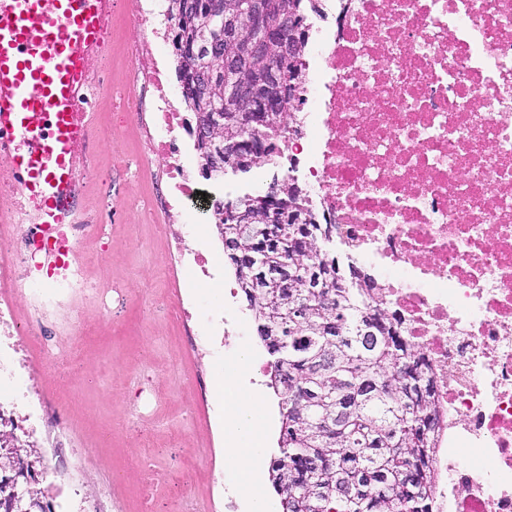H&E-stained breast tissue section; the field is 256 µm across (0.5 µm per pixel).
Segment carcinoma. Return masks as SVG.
<instances>
[{"mask_svg": "<svg viewBox=\"0 0 512 512\" xmlns=\"http://www.w3.org/2000/svg\"><path fill=\"white\" fill-rule=\"evenodd\" d=\"M177 79L195 117L196 150L207 176L221 180L224 151L238 144L237 173L260 154L274 159L284 128L253 131L245 101L227 97L224 60L247 70L259 97L282 111L307 47L279 70L238 54L212 31L220 55L201 50L217 0H166ZM267 19L305 27L313 0H264ZM279 183L276 224L263 218L273 200L241 189L231 204L253 218L224 221V258L232 269L257 336L270 357L280 431L269 482L282 512H431L440 410L433 379L410 343L375 301L366 279L336 255L335 225L305 220L309 200Z\"/></svg>", "mask_w": 512, "mask_h": 512, "instance_id": "carcinoma-1", "label": "carcinoma"}]
</instances>
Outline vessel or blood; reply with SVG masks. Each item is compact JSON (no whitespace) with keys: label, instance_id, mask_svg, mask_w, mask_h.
I'll return each mask as SVG.
<instances>
[{"label":"vessel or blood","instance_id":"b4317fda","mask_svg":"<svg viewBox=\"0 0 512 512\" xmlns=\"http://www.w3.org/2000/svg\"><path fill=\"white\" fill-rule=\"evenodd\" d=\"M119 0H0V161L20 181L29 223L49 246L40 274L54 283L71 257L62 231L76 212V146L101 25Z\"/></svg>","mask_w":512,"mask_h":512}]
</instances>
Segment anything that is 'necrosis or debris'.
<instances>
[{
    "instance_id": "1",
    "label": "necrosis or debris",
    "mask_w": 512,
    "mask_h": 512,
    "mask_svg": "<svg viewBox=\"0 0 512 512\" xmlns=\"http://www.w3.org/2000/svg\"><path fill=\"white\" fill-rule=\"evenodd\" d=\"M155 7L130 16L140 39L123 84L139 114L152 85L147 162L162 167L175 200L221 223L231 199L192 162L195 133L171 74L146 60L165 39ZM315 46L303 58L298 105L280 145L286 177L317 188V223L335 225L374 294L430 366L445 427L435 449L433 512H512V0H325L311 12ZM108 145L100 120L82 141L74 190L85 196ZM22 192L0 166V439L24 430L28 447L73 387L35 375L76 354L91 327L110 325L91 275L107 253L88 240L112 219L111 201L79 211L68 231L69 279L47 287L34 273L45 247L24 223ZM193 287L221 278L212 255L167 231ZM238 294L199 321L188 350L208 344L236 359ZM468 448L472 457L460 456ZM50 512H98L100 496L43 458Z\"/></svg>"
}]
</instances>
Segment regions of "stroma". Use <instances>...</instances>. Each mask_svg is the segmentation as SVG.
I'll use <instances>...</instances> for the list:
<instances>
[{
	"label": "stroma",
	"mask_w": 512,
	"mask_h": 512,
	"mask_svg": "<svg viewBox=\"0 0 512 512\" xmlns=\"http://www.w3.org/2000/svg\"><path fill=\"white\" fill-rule=\"evenodd\" d=\"M124 75L123 63H115L114 92L103 104L101 119L106 131L118 128L122 134L98 159L96 179L82 199L86 209L97 205L101 196L118 193L132 182L142 200L167 189L155 170L142 168L149 132L144 124L126 122L120 94ZM168 221L167 212L155 208L147 218L106 227L103 241L111 261L100 267L98 274L115 287L110 303L112 323L95 331L81 354L52 371L55 380L69 384L88 376L93 379L91 388L80 390L68 402L74 427L66 436L75 445L80 435L94 437L100 430L111 429L112 445L104 454L112 460L111 469L128 472L122 512H179L186 494L206 491V483L198 477L206 469L200 453L204 430L193 426L181 398L191 393L195 369L203 365L211 400L220 403L225 399L219 380L229 364L223 354L191 358L184 349L171 298L187 283L172 266L161 233ZM141 363L150 364L152 374L136 387L129 383L127 371ZM139 388L162 397L158 422L142 421L132 414L130 405ZM106 390L112 391L113 401L103 399ZM156 461L168 468L171 478L166 486L151 489L147 486L148 466ZM111 469L92 468L87 475L104 482Z\"/></svg>",
	"instance_id": "35a3bbf8"
}]
</instances>
